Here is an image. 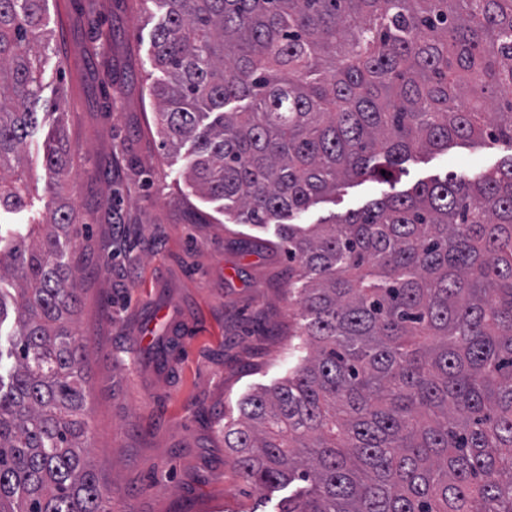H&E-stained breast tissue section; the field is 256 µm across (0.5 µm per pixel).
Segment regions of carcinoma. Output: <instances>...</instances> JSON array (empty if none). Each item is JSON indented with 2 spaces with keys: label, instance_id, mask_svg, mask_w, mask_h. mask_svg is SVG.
<instances>
[{
  "label": "carcinoma",
  "instance_id": "1",
  "mask_svg": "<svg viewBox=\"0 0 512 512\" xmlns=\"http://www.w3.org/2000/svg\"><path fill=\"white\" fill-rule=\"evenodd\" d=\"M161 148L235 224L278 225L305 355L224 426L278 512H512V0H149ZM48 0H0V211L30 194ZM112 32L95 29L99 55ZM233 102L243 106L228 112ZM510 155L317 224L346 181ZM60 185L64 135L43 143ZM73 210L0 235V512H112L90 464Z\"/></svg>",
  "mask_w": 512,
  "mask_h": 512
}]
</instances>
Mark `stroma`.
I'll list each match as a JSON object with an SVG mask.
<instances>
[{"label":"stroma","mask_w":512,"mask_h":512,"mask_svg":"<svg viewBox=\"0 0 512 512\" xmlns=\"http://www.w3.org/2000/svg\"><path fill=\"white\" fill-rule=\"evenodd\" d=\"M157 14L104 0L110 58H89L91 25L78 0H49L42 104L24 149L32 198L0 214L25 232L50 194L41 143L64 126L72 146L61 196L76 215L66 260L82 273L76 327L88 353V442L112 512H275L277 491L235 473L224 427L255 390L298 364L288 258L276 225L229 223L224 203L192 188L189 146L166 151L151 93ZM504 150L465 145L405 162L387 181L355 179L300 214L315 224L420 181L497 167ZM191 326L168 370L138 339L151 313Z\"/></svg>","instance_id":"1"}]
</instances>
